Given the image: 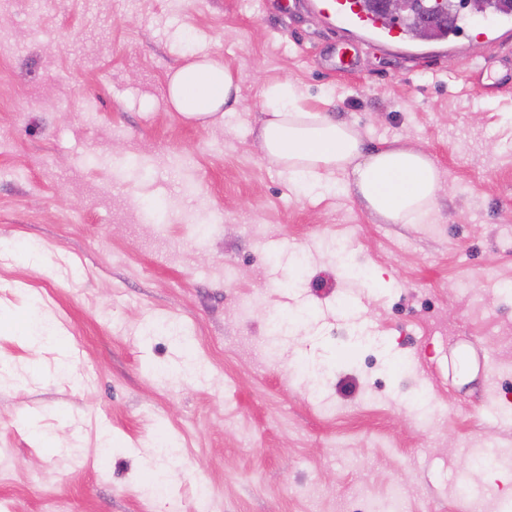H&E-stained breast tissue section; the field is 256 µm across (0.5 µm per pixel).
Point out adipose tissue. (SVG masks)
I'll use <instances>...</instances> for the list:
<instances>
[{
  "instance_id": "adipose-tissue-1",
  "label": "adipose tissue",
  "mask_w": 512,
  "mask_h": 512,
  "mask_svg": "<svg viewBox=\"0 0 512 512\" xmlns=\"http://www.w3.org/2000/svg\"><path fill=\"white\" fill-rule=\"evenodd\" d=\"M237 91L236 80L223 65L200 59L175 72L169 97L185 119L215 122L231 110ZM262 99V150L300 191L321 187L339 174L367 208L390 223L432 219L443 179L426 152L401 146L365 153L363 139L352 126L303 108L286 83L267 85Z\"/></svg>"
}]
</instances>
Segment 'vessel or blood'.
<instances>
[{"label": "vessel or blood", "instance_id": "b4317fda", "mask_svg": "<svg viewBox=\"0 0 512 512\" xmlns=\"http://www.w3.org/2000/svg\"><path fill=\"white\" fill-rule=\"evenodd\" d=\"M318 7L330 22L365 41L393 46L405 44L411 37L408 27L383 26L378 20L377 13L369 9L364 0H319ZM462 33L491 43L510 39L512 38V13H498L484 23H466Z\"/></svg>", "mask_w": 512, "mask_h": 512}]
</instances>
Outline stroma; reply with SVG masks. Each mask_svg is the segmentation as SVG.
I'll use <instances>...</instances> for the list:
<instances>
[{"label": "stroma", "instance_id": "1", "mask_svg": "<svg viewBox=\"0 0 512 512\" xmlns=\"http://www.w3.org/2000/svg\"><path fill=\"white\" fill-rule=\"evenodd\" d=\"M0 40V240L48 256L0 252V512H198L199 485L213 512H365L395 488L405 512H505L512 40L412 57L311 0H0ZM205 56L239 78L218 122L169 99ZM274 82L367 150H424L447 184L434 222L297 192L258 143ZM33 310L65 344L16 333ZM478 450L506 460L472 471Z\"/></svg>", "mask_w": 512, "mask_h": 512}]
</instances>
